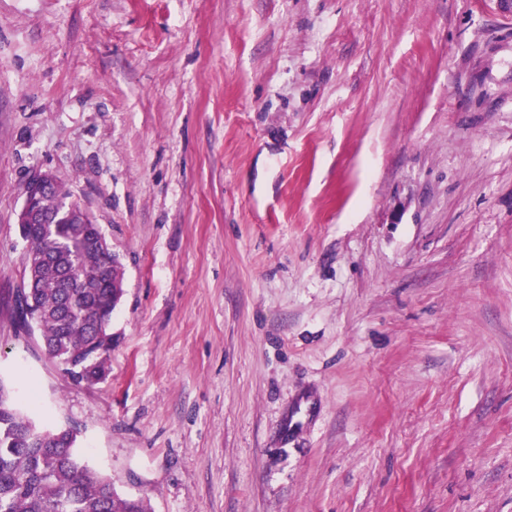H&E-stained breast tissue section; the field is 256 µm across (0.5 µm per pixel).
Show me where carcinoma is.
I'll use <instances>...</instances> for the list:
<instances>
[{
	"label": "carcinoma",
	"mask_w": 512,
	"mask_h": 512,
	"mask_svg": "<svg viewBox=\"0 0 512 512\" xmlns=\"http://www.w3.org/2000/svg\"><path fill=\"white\" fill-rule=\"evenodd\" d=\"M58 179L42 194V224L30 225L31 247L45 264L27 271L23 295L38 314V344L50 359L64 363L84 358L100 347L99 334L112 322V286L123 283V268L103 247L86 241L96 226L82 219ZM76 215L55 222L61 207ZM0 512H150L142 498L117 493L112 480L84 461L78 438L56 440L40 429L10 400L0 381Z\"/></svg>",
	"instance_id": "cac0c4a2"
}]
</instances>
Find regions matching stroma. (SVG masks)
I'll use <instances>...</instances> for the list:
<instances>
[{
	"mask_svg": "<svg viewBox=\"0 0 512 512\" xmlns=\"http://www.w3.org/2000/svg\"><path fill=\"white\" fill-rule=\"evenodd\" d=\"M44 171L123 265L93 385L17 325ZM0 381L151 512H512V15L0 0Z\"/></svg>",
	"mask_w": 512,
	"mask_h": 512,
	"instance_id": "35a3bbf8",
	"label": "stroma"
}]
</instances>
